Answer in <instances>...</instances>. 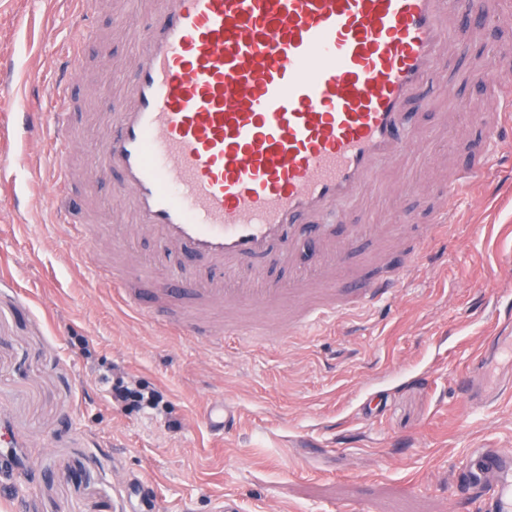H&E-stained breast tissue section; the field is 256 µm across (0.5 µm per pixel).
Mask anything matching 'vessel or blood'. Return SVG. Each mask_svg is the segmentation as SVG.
I'll list each match as a JSON object with an SVG mask.
<instances>
[{
	"label": "vessel or blood",
	"instance_id": "1",
	"mask_svg": "<svg viewBox=\"0 0 512 512\" xmlns=\"http://www.w3.org/2000/svg\"><path fill=\"white\" fill-rule=\"evenodd\" d=\"M82 34L58 60L49 113L27 112L25 125L49 148L48 185L57 223L94 256L97 230L78 219L68 194L78 136L73 72L86 65L98 0H76ZM156 19L141 32L134 76L110 114L96 165L118 177L120 198L161 253L211 265L206 276L157 279L144 264H93L96 282L112 287L130 310L171 327L222 340L263 336L274 318L301 332L335 322L351 306L395 298L428 259L426 244L448 236V200L430 224L409 237L398 264L349 265L356 242L383 238L378 224L346 234L324 223L337 203L377 184L376 165L403 160L411 105L438 75L449 47L465 48L473 21H491L512 0H155ZM483 124L471 166L456 184L482 174L493 153L512 145V95ZM306 238L345 265L348 280L324 268L281 282L256 266H291ZM473 407L495 402L479 389V372L457 378ZM212 431L238 417L228 405L207 408ZM481 464L452 475L453 512H512V448H482Z\"/></svg>",
	"mask_w": 512,
	"mask_h": 512
}]
</instances>
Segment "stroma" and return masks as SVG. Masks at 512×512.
Segmentation results:
<instances>
[{
  "mask_svg": "<svg viewBox=\"0 0 512 512\" xmlns=\"http://www.w3.org/2000/svg\"><path fill=\"white\" fill-rule=\"evenodd\" d=\"M97 38L74 92L80 123L75 202L105 225L131 224L117 178L92 163L118 97L133 77L137 30L154 21L150 0H99ZM68 0H0V94L31 112L51 107L59 50L78 35ZM489 38L448 55L427 87L432 131L365 202L349 200L325 223L393 224L405 234L431 210L482 124L441 127L457 100L493 113L497 98L467 75L512 50V13ZM26 127L0 124V152L14 171L0 180V424L23 457L0 512H131L135 484L153 512H216L224 496L240 512H449L451 474L472 448H512V399L464 408L455 379L498 319L512 309V200L486 183L460 187L447 244L397 297L297 340L228 336L223 350L143 319L95 287L81 247L54 224L45 164L27 154ZM157 390L160 410L113 405V366ZM225 403L232 431L212 434L203 415Z\"/></svg>",
  "mask_w": 512,
  "mask_h": 512,
  "instance_id": "stroma-1",
  "label": "stroma"
}]
</instances>
